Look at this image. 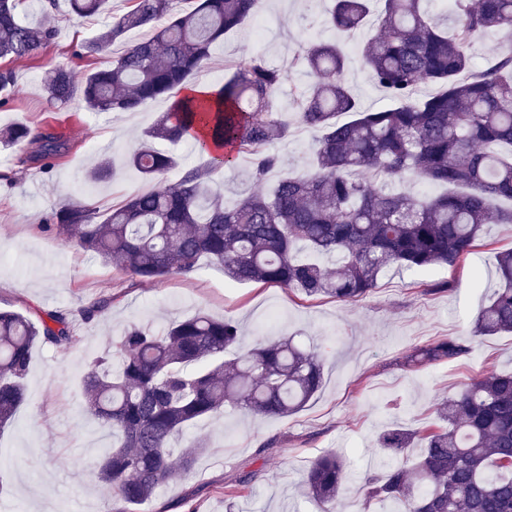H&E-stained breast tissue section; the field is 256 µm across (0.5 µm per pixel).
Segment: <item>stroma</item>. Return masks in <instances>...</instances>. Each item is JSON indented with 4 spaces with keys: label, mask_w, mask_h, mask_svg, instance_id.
Here are the masks:
<instances>
[{
    "label": "stroma",
    "mask_w": 512,
    "mask_h": 512,
    "mask_svg": "<svg viewBox=\"0 0 512 512\" xmlns=\"http://www.w3.org/2000/svg\"><path fill=\"white\" fill-rule=\"evenodd\" d=\"M30 0L26 22L47 21L59 32L56 42L31 57L14 61L15 85L0 106V126L26 125L61 135L66 150L48 168L25 165L29 146L0 144V308L28 316L68 314L81 341L67 349L38 345L32 351L26 385L28 401L12 425L0 433V512H98L103 496L88 466L106 435L82 409V375L88 360L111 348L129 324L162 331L167 324L203 310L234 318L242 343L294 337L315 349L324 362V383L298 413L260 418L229 407L218 420L197 424L189 438L208 447L194 470L169 483L138 512H226L225 493L238 489L235 512H319L302 496L311 462L334 453L347 473L333 512H381L365 505L363 482L380 471L383 454L377 437L395 426L429 427L433 405L459 392L462 383L491 371L512 372V334L473 340L475 316L497 283L493 256L512 248V224H490L478 246L460 265L417 272L393 267L366 298L339 302L309 298L276 285L239 283L223 270L202 263L198 272L171 274L152 283L103 263L42 226L64 200L80 201L106 213L149 183L124 162L139 134L169 107L167 98L134 113L91 112L78 102L52 106L43 82L55 65L77 75L105 66L106 56L78 57L82 43L105 30L129 8L128 0H109L104 13L79 18L67 0L43 10ZM269 22L255 32L252 22L225 35L207 67L192 85L216 86L231 77L236 64L261 58L282 70L291 68L300 44L319 35L338 38L347 56L344 79L367 107L386 99L360 61V49L377 27L336 37L325 24L326 0H262ZM320 137L314 129L291 125L285 140L270 149L283 170L304 171ZM114 161L108 181L94 184L86 173L101 156ZM448 290H440L442 282ZM105 306L94 318L80 309L96 301ZM472 339L471 351L452 362L410 368L415 348L437 337ZM252 472L245 488L240 473Z\"/></svg>",
    "instance_id": "stroma-1"
}]
</instances>
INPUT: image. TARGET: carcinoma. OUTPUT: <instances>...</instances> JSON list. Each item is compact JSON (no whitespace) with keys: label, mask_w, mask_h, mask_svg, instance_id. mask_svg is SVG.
<instances>
[{"label":"carcinoma","mask_w":512,"mask_h":512,"mask_svg":"<svg viewBox=\"0 0 512 512\" xmlns=\"http://www.w3.org/2000/svg\"><path fill=\"white\" fill-rule=\"evenodd\" d=\"M90 17L108 0H68ZM129 10L76 56L110 49L127 32L144 37L82 79L62 65L44 79L47 100H74L96 112H134L173 96L169 111L146 130L125 159L151 188L97 216L72 201L52 214L50 230L141 282L190 274L206 258L235 281L296 288L308 297L342 302L367 295L387 269L455 267L476 247L488 224H512V46L483 67L471 48L485 32L512 31V0H448L452 28L434 23L430 0H382L379 34L361 50L363 66L389 103L367 110L342 78L346 56L333 41L309 38L293 66L310 77L293 100L295 121L321 132L303 175L279 171L266 147L288 137L290 124L273 111L286 74L251 58L205 95L181 93L209 60L214 43L241 26L261 0H129ZM24 0H0V59L20 60L52 45L57 30L19 16ZM371 0H332L327 24L342 32L366 26ZM432 88L423 95L421 89ZM191 139L214 167L252 159L259 189L233 204L210 185V171L192 167L170 183L177 159L160 142ZM7 145H38L49 159L63 141L30 128L0 129ZM113 162L103 156L87 179L102 182ZM445 191L415 196L408 180ZM498 288L474 321V335L512 333V249L496 253ZM240 331L230 319L199 312L163 333L134 324L95 357L83 375L86 410L110 438L92 457L107 499L139 506L190 473L202 449L186 439L193 424L227 405L281 418L302 410L319 391L318 354L283 337L236 351ZM80 341L69 318L50 312L34 321L0 309V431L26 401L32 351ZM466 341L438 338L415 348L410 367L452 362ZM235 358L224 360V354ZM438 429L400 426L378 438L392 456L366 478L364 501H390L400 512H512V374L490 372L436 403ZM334 454L316 458L305 495L319 506L336 502L344 478Z\"/></svg>","instance_id":"carcinoma-1"}]
</instances>
